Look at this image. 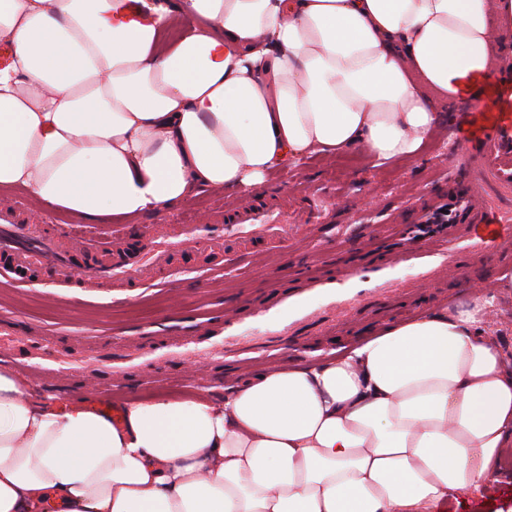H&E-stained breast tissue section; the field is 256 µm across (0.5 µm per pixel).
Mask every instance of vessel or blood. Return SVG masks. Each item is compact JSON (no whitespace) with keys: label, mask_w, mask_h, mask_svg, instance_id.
Returning a JSON list of instances; mask_svg holds the SVG:
<instances>
[{"label":"vessel or blood","mask_w":512,"mask_h":512,"mask_svg":"<svg viewBox=\"0 0 512 512\" xmlns=\"http://www.w3.org/2000/svg\"><path fill=\"white\" fill-rule=\"evenodd\" d=\"M496 96L500 108L493 112L475 111L474 126L486 150L496 160L510 163L512 84L500 85ZM496 182L493 168L480 166L474 169L471 192L462 207L469 216L463 235L411 246L400 260L391 259L370 268L360 278L342 275L310 281L305 290L279 298L273 308L257 311V318L272 326L267 335H247L242 319H229L214 341L202 346V353L218 351L241 361L252 360L258 355L274 361L279 359L289 339L287 320L301 322L309 319L310 314L305 308L309 295L330 297L346 292L351 302L359 305L397 282L398 264H406L424 277L471 252L493 256L499 248L512 244V209L503 210L490 202L488 189ZM321 211L320 203L315 200L293 211L284 208L272 211L254 203L242 205L229 216L216 209L201 224L146 226L137 249L128 251L101 248L91 242L83 243L77 249L70 248L66 244V234L49 225L21 219L16 208L0 207V259L18 274L31 268L52 267L68 271L81 281L97 284L122 285L136 275L146 286L152 284L155 272L168 266L174 253L192 251L200 240H207L213 257L220 259L224 256L225 238L234 237L245 243L258 240L281 242L290 236L294 224L316 220ZM0 348L12 351L16 362L39 375L60 374L74 367L69 358L56 350L50 336L26 339L4 336L0 338ZM84 365L108 379L135 367L136 362L127 350L105 343L93 349Z\"/></svg>","instance_id":"vessel-or-blood-1"}]
</instances>
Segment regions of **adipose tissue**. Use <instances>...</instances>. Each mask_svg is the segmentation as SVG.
<instances>
[{"mask_svg":"<svg viewBox=\"0 0 512 512\" xmlns=\"http://www.w3.org/2000/svg\"><path fill=\"white\" fill-rule=\"evenodd\" d=\"M511 28L512 0H0V188L137 224L312 155L409 158ZM495 302L117 421L0 369V512H446L512 447Z\"/></svg>","mask_w":512,"mask_h":512,"instance_id":"adipose-tissue-1","label":"adipose tissue"}]
</instances>
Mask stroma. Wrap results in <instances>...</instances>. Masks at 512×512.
Returning <instances> with one entry per match:
<instances>
[{
	"instance_id": "35a3bbf8",
	"label": "stroma",
	"mask_w": 512,
	"mask_h": 512,
	"mask_svg": "<svg viewBox=\"0 0 512 512\" xmlns=\"http://www.w3.org/2000/svg\"><path fill=\"white\" fill-rule=\"evenodd\" d=\"M473 108L467 100L444 108L442 131L414 158L380 165L358 151L331 159L314 157L277 170L255 191L205 189L153 216L156 224H189L218 203L229 211L254 200L292 208L314 195L322 199L325 211L320 223L298 225L293 237L277 248L263 243L247 249L228 247V263L210 271L204 268L205 252L199 251L176 256L171 275L147 288L134 281L124 288H66L45 272L18 280L0 264V332L54 336L59 346L79 355L87 352L91 337L143 350L144 367L113 389L82 371L64 374L50 384L39 383V390L58 404L79 398L112 397L121 404L158 396L178 400L196 392L207 394L213 387L237 386L243 373L233 371L223 359L178 360L160 354L161 324L191 310L248 315L271 305L277 295L303 287L310 275L337 276L373 267L397 249L396 233L401 228L436 232V225H424V216L440 211L451 195H467L472 170L466 159L483 154L480 141L470 135ZM24 212L37 224L71 225L78 238H114L112 225L40 211L30 201ZM511 270L512 250L488 258L469 256L463 266L443 269L427 281L400 267V285L386 302L315 332L302 329L282 363L336 357L433 307L467 305L473 285L492 284ZM452 512H512V473L502 476L489 492L459 494Z\"/></svg>"
}]
</instances>
